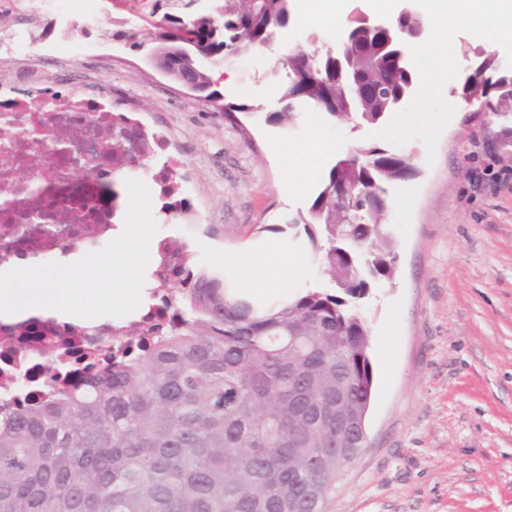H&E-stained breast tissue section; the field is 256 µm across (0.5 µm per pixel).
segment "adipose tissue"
<instances>
[{"instance_id": "ef3b65f1", "label": "adipose tissue", "mask_w": 512, "mask_h": 512, "mask_svg": "<svg viewBox=\"0 0 512 512\" xmlns=\"http://www.w3.org/2000/svg\"><path fill=\"white\" fill-rule=\"evenodd\" d=\"M422 12L430 35L414 50L417 66L422 67V82L433 85L437 73L448 64L451 52V34L464 25L487 32L496 42L512 43V0H424ZM344 16V0H298L296 18L303 25L331 28ZM284 163L298 161L299 166L290 185L297 192L313 183L323 162L322 151L315 142L289 145L282 153ZM228 264L238 273L241 293L274 276L284 277L294 259L285 254L273 261L234 255ZM39 263L32 258L18 259L0 267V279L20 278V288L12 292L0 291V322L12 324L24 320L48 318L60 322L88 323L90 304L56 293L41 282Z\"/></svg>"}]
</instances>
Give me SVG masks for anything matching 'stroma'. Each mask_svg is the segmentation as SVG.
<instances>
[{
    "label": "stroma",
    "instance_id": "1",
    "mask_svg": "<svg viewBox=\"0 0 512 512\" xmlns=\"http://www.w3.org/2000/svg\"><path fill=\"white\" fill-rule=\"evenodd\" d=\"M104 12H63L54 0H0V87L55 78L75 89L101 84L112 109L136 112L163 132L178 171L183 212L155 220L153 185L131 174L126 193L143 204L135 236H181L192 270L224 275V255L255 241L300 261L284 292L294 298L335 283L297 219L318 189L291 193L276 150L316 135L324 169L357 143L406 158L411 177L388 186L386 223L397 255L391 277L369 282L361 301L374 383L367 442L334 480L320 512H512V192L477 188L474 177L512 168L499 149L500 123L466 113L458 87L479 56L492 53L512 73V43L458 28L435 92L416 87L394 129L353 128L313 105L287 125L274 68L292 51L337 47L335 31L290 20L287 35L225 60L218 86L234 118L161 73L148 50L128 39L135 15L103 0ZM99 254L74 267L44 262L43 279L72 296L97 295L94 321L125 318L101 293Z\"/></svg>",
    "mask_w": 512,
    "mask_h": 512
}]
</instances>
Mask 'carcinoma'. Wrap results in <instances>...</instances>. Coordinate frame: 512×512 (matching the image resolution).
<instances>
[{
  "mask_svg": "<svg viewBox=\"0 0 512 512\" xmlns=\"http://www.w3.org/2000/svg\"><path fill=\"white\" fill-rule=\"evenodd\" d=\"M169 0H112L140 14L171 60L170 77L187 78L206 101L222 98L212 71L236 45L230 21L252 0H214L210 11L165 12ZM291 0H262L270 20L247 45H264L288 25ZM350 51L370 60L336 81V60L297 51L281 96L361 112L375 122L407 91L402 73L381 90L385 38L353 18ZM483 76L461 94L502 119L512 148V77ZM112 153L126 155L116 174L141 166L131 132L120 128ZM348 165L333 166L300 219L323 252L343 296L309 290L286 303L260 304L188 267V251L152 273L163 308L99 329L97 345L61 351L37 347L42 393L3 404L0 413V512H318L336 478V392L352 386L354 422L365 423L373 388L368 329L353 299L366 279L349 271L356 255L344 239L341 210L351 208L355 237L372 256L369 273L388 274L393 256L384 224V185L402 178L405 160L368 144Z\"/></svg>",
  "mask_w": 512,
  "mask_h": 512,
  "instance_id": "cac0c4a2",
  "label": "carcinoma"
}]
</instances>
